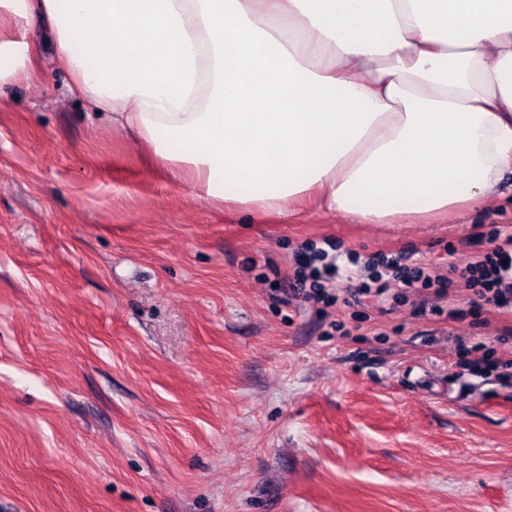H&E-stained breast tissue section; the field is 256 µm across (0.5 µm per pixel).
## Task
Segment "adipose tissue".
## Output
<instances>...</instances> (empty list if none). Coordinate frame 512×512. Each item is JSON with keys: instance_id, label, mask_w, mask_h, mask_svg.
<instances>
[{"instance_id": "1", "label": "adipose tissue", "mask_w": 512, "mask_h": 512, "mask_svg": "<svg viewBox=\"0 0 512 512\" xmlns=\"http://www.w3.org/2000/svg\"><path fill=\"white\" fill-rule=\"evenodd\" d=\"M42 33L74 94L216 206L392 224L512 175V0H0V90Z\"/></svg>"}]
</instances>
